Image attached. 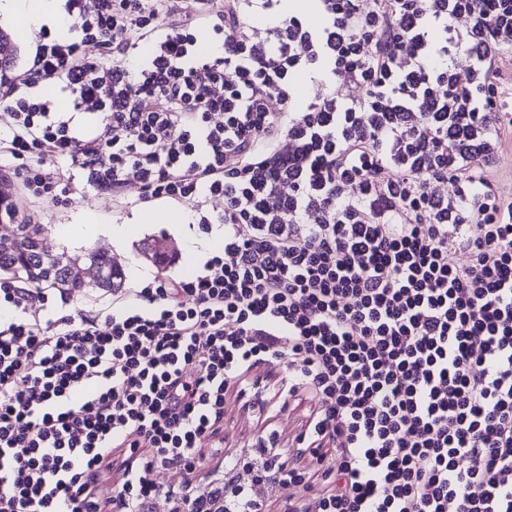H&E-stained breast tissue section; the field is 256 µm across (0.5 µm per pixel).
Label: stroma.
<instances>
[{"label":"stroma","mask_w":512,"mask_h":512,"mask_svg":"<svg viewBox=\"0 0 512 512\" xmlns=\"http://www.w3.org/2000/svg\"><path fill=\"white\" fill-rule=\"evenodd\" d=\"M136 184H129L124 195L100 194L88 189H77L75 201L63 207L48 196L27 201L23 211L35 223L44 228L43 237L52 252L66 253L79 264H86L88 250L98 249L116 256L126 268V291L139 288L142 283L155 277L189 276L198 259L220 249L224 230L214 227L212 233L203 234L197 225L190 222V208L186 205H173L167 201L148 204L137 200ZM159 214V221H149V214ZM95 216L100 224H127L130 234L121 241H114L100 235L82 240H74L59 235V228L69 224L85 223L88 216ZM194 240L195 249H187L186 240ZM157 240L174 243L177 252L164 268L152 265L143 254L145 243ZM263 425L244 406L235 392H228L224 409V446L227 453H237L254 457L251 446L253 437Z\"/></svg>","instance_id":"1"}]
</instances>
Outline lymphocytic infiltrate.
I'll list each match as a JSON object with an SVG mask.
<instances>
[{
	"mask_svg": "<svg viewBox=\"0 0 512 512\" xmlns=\"http://www.w3.org/2000/svg\"><path fill=\"white\" fill-rule=\"evenodd\" d=\"M59 2L68 37L42 25L21 53L0 29V180L64 206L133 180L224 248L104 316L0 279V512H208L195 475L245 383L309 405L298 448L252 466L295 486L280 512H512L511 92L489 81L512 0H318L316 22L285 0Z\"/></svg>",
	"mask_w": 512,
	"mask_h": 512,
	"instance_id": "lymphocytic-infiltrate-1",
	"label": "lymphocytic infiltrate"
}]
</instances>
